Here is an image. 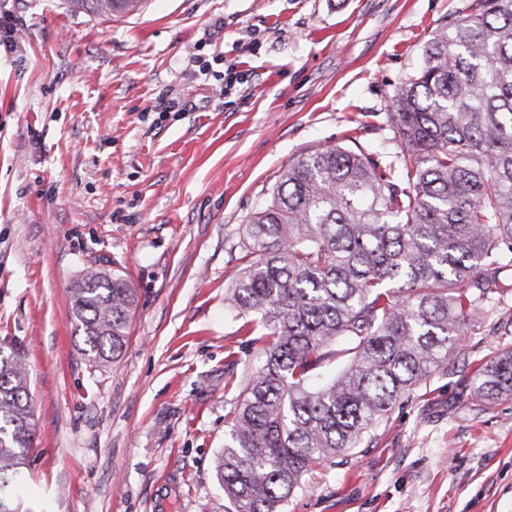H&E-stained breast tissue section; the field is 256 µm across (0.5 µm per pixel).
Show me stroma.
Listing matches in <instances>:
<instances>
[{"label": "stroma", "instance_id": "35a3bbf8", "mask_svg": "<svg viewBox=\"0 0 512 512\" xmlns=\"http://www.w3.org/2000/svg\"><path fill=\"white\" fill-rule=\"evenodd\" d=\"M475 0H144L104 17L0 0V345L30 369L20 512H236L213 468L244 375L224 282L281 169L329 145L394 161L386 114L427 44ZM234 68L241 81L227 86ZM136 289L128 344L94 365L69 289L88 266ZM486 304L453 372L395 407L285 512H512V395L466 396L512 347Z\"/></svg>", "mask_w": 512, "mask_h": 512}]
</instances>
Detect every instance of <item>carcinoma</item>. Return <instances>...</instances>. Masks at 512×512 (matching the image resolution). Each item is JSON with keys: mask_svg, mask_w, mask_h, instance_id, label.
Wrapping results in <instances>:
<instances>
[{"mask_svg": "<svg viewBox=\"0 0 512 512\" xmlns=\"http://www.w3.org/2000/svg\"><path fill=\"white\" fill-rule=\"evenodd\" d=\"M140 3L70 0L106 17ZM424 55L387 113L398 163L340 145L308 152L244 225L224 302L247 318L240 331L263 343V361L224 376L239 394L215 459L237 512H283L306 472L353 455L403 398L448 372L484 302L512 296L499 277L512 263V0H478ZM69 293L82 355L119 358L135 288L90 267ZM337 357L347 363L314 385ZM509 393L512 348L478 369L469 396ZM31 418L29 366L1 346L0 512H19Z\"/></svg>", "mask_w": 512, "mask_h": 512, "instance_id": "obj_1", "label": "carcinoma"}]
</instances>
